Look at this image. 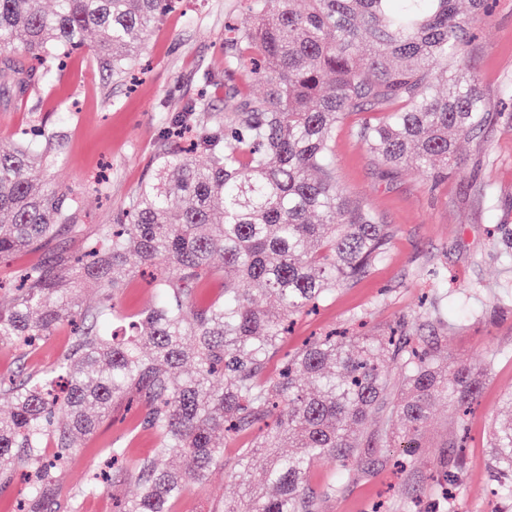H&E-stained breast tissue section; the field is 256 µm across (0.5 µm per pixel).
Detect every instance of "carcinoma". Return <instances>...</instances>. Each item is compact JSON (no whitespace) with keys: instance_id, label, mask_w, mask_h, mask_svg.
<instances>
[{"instance_id":"obj_1","label":"carcinoma","mask_w":512,"mask_h":512,"mask_svg":"<svg viewBox=\"0 0 512 512\" xmlns=\"http://www.w3.org/2000/svg\"><path fill=\"white\" fill-rule=\"evenodd\" d=\"M172 0H0V83L26 93L65 53L96 37L95 55L115 79L135 65L143 36ZM253 23L229 27L228 66L249 65L264 84L237 94L222 112L203 104L167 118L171 131L196 126L191 150H160L128 210L100 226L88 257L55 255L19 273L17 294L0 304V344L31 347L81 310L67 281L92 283L72 345L37 373L0 379V489L24 479L6 512H81L84 499L132 472L138 492L115 512H174L187 487L204 486L224 465V444L259 427L238 449L230 476L241 485L260 463L263 488L221 512H319L309 487L314 465L336 468L325 494L352 480L349 460L376 414L381 439L414 456L434 406L467 413L486 361L439 356L437 337L324 336L267 374L294 319L329 299L383 259L388 225L338 185L336 129L352 130L380 166L426 173L462 168L455 134L490 119L478 81L466 69L474 19L490 0H249ZM21 49L43 71L21 65ZM53 138L39 154L22 133L0 153V256L43 250L81 234L78 198L46 185ZM152 268L154 301L124 316L117 297L127 277ZM222 274L219 298L198 308L195 286ZM262 285L255 297L244 287ZM137 406L132 431L157 439L128 458L120 439L106 449L112 471L63 491V460L96 433L117 406ZM460 439L430 475L440 486L463 467ZM500 476L491 512H512V392L490 434Z\"/></svg>"}]
</instances>
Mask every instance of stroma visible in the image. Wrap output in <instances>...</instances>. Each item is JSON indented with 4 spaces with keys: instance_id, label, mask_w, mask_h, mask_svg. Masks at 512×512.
Wrapping results in <instances>:
<instances>
[{
    "instance_id": "35a3bbf8",
    "label": "stroma",
    "mask_w": 512,
    "mask_h": 512,
    "mask_svg": "<svg viewBox=\"0 0 512 512\" xmlns=\"http://www.w3.org/2000/svg\"><path fill=\"white\" fill-rule=\"evenodd\" d=\"M492 2L490 17L474 22L466 64L489 99L493 118L480 133L460 135L462 172L437 181L415 170H383L353 137L350 124L337 129L339 183L349 196L377 211L390 225L392 238L385 257L363 277L338 288L316 312L298 318L279 352H292L309 338L348 328L359 318L367 336H384L396 328L431 335L424 297L435 293L444 277L448 332L438 342L442 355L478 364L493 350L497 358L483 377L464 431H457L452 407L436 405L416 454L414 476L396 472L394 463L403 451L382 445L383 421L374 418L365 430L370 453L351 464L355 481L325 500L322 512H372L379 502L394 512L418 496L421 512H433L436 494L429 475L458 433L465 456L458 512L491 510L490 426L503 394L512 390V297L497 296L500 286L512 285V99L504 95L512 86V0ZM245 4L184 0L144 37L134 79H112L87 46L73 53L62 71L35 82L30 95L0 89V147L11 148L21 132L33 127L56 134L47 182L79 194L82 221L89 229L113 223L153 165L165 116L200 101L220 112L233 90L260 91L246 71L224 63V24L249 25L252 16ZM86 245V239L66 234L48 252L1 257L0 280H10L46 253L75 255ZM70 343V328L64 325L24 358L13 347L0 345V374L45 369ZM125 436L123 424L105 421L73 453L67 484L93 470L105 448ZM237 493V482L221 467L207 486H190L176 510L210 512L220 499H234Z\"/></svg>"
}]
</instances>
